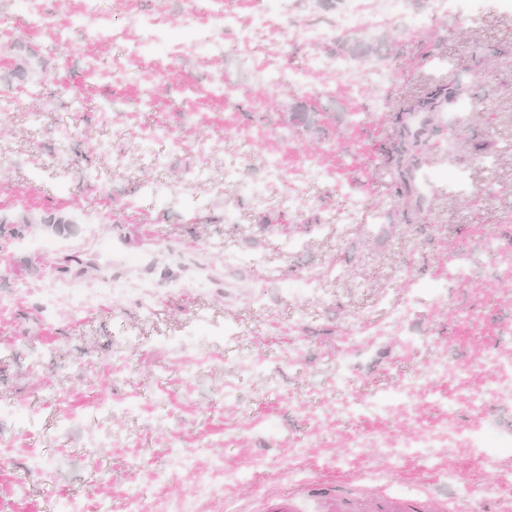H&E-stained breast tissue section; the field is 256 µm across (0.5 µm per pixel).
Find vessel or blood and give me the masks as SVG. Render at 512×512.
Returning <instances> with one entry per match:
<instances>
[{"label":"vessel or blood","mask_w":512,"mask_h":512,"mask_svg":"<svg viewBox=\"0 0 512 512\" xmlns=\"http://www.w3.org/2000/svg\"><path fill=\"white\" fill-rule=\"evenodd\" d=\"M316 493L331 512H351L352 504L358 497H368L374 512H441L443 505L429 493L420 492L403 498L388 495L383 488H337L313 480L301 487L273 490L264 498L262 512H295L297 499L307 493Z\"/></svg>","instance_id":"1"}]
</instances>
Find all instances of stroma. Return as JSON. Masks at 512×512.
<instances>
[{
	"instance_id": "1",
	"label": "stroma",
	"mask_w": 512,
	"mask_h": 512,
	"mask_svg": "<svg viewBox=\"0 0 512 512\" xmlns=\"http://www.w3.org/2000/svg\"><path fill=\"white\" fill-rule=\"evenodd\" d=\"M472 6L459 27L406 0L411 22L366 30L399 51L361 63L366 82L344 87L309 70L335 43L274 30L220 52L143 51L185 13L210 26L212 0H93L96 39L73 26L83 0H28L22 12L0 0V98L22 102L0 116V512H99L107 499L112 512H171L204 467L200 512H254L275 487L315 478L396 496L426 484L454 512L512 500V450L490 475L468 445L484 422L512 432V408L474 413L468 391L486 376L467 388L451 378L482 356L512 358V148L489 159L463 135L512 129V92L491 91L512 80V10ZM132 13L145 24L130 26ZM289 70L306 82L267 84ZM451 73L463 89L417 172L419 216L387 175L393 117ZM297 102L317 108L320 131L294 127ZM273 162L285 181L265 179ZM314 163L326 179L310 178ZM289 181L305 186L303 211L284 200ZM351 193L363 206L344 224ZM23 223L60 249H18L8 231ZM119 234L133 252L190 265L169 280L124 266L107 251ZM488 243L504 256L495 271L479 263ZM460 253L472 261L464 286L449 262ZM105 276L119 292L82 318L46 314L53 283ZM301 276L315 292L289 294ZM366 317L391 335L356 346ZM125 359L131 372L115 373ZM430 364L443 372L404 408L396 391ZM358 436L367 449L352 447ZM201 440L206 451L177 466Z\"/></svg>"
}]
</instances>
